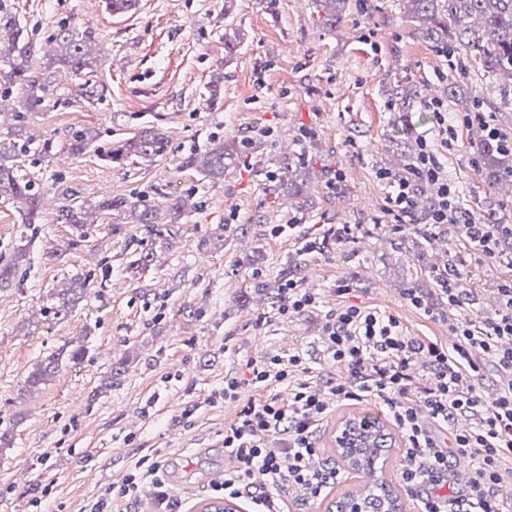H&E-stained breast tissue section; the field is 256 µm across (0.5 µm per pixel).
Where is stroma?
<instances>
[{
  "instance_id": "stroma-1",
  "label": "stroma",
  "mask_w": 512,
  "mask_h": 512,
  "mask_svg": "<svg viewBox=\"0 0 512 512\" xmlns=\"http://www.w3.org/2000/svg\"><path fill=\"white\" fill-rule=\"evenodd\" d=\"M4 2L37 39L33 75L57 53L50 37L64 22L88 37L107 92L101 101L81 98L82 77L64 74L30 121L31 134L50 140L53 151L22 167L48 202L30 264L20 267L18 286L0 292V429L12 428L14 436L0 452V512H85L146 455L164 466L183 512H198L218 497L208 478L224 471V426L236 417L223 403H209L210 393L265 353L300 350L314 373H329L320 330L338 286L348 287L350 302L394 315L407 335L442 343L461 314H498V287L512 278V266L470 253L462 225L432 229L436 242L420 254L401 247L388 228L380 175L413 154L419 136L433 134V115L421 100L451 83L476 88L479 111L512 138V104H504L499 82L465 54L444 55L441 45L415 35L403 0H376L371 12L347 0L333 32L317 0H135L121 14L107 0ZM228 26L244 34L229 60ZM401 80L417 90L406 108L388 93ZM152 126L168 146L150 163L116 166L68 151L77 131L91 132L100 146ZM477 131L458 127L441 161L462 209L512 224V190L488 188L479 171ZM259 133L263 147L248 153L246 166L226 168L223 179H205L185 164L210 142L240 147ZM287 153L312 172L309 210H295L277 188ZM337 172L342 179L329 188ZM58 180L92 204L156 188L191 193L197 208L181 219L173 247L134 279L124 269L123 237L108 228L111 216L83 237L63 222ZM243 196L251 200L246 211L238 208ZM281 224L286 232H278ZM339 224L356 227L342 248L331 232ZM312 243L318 249L296 281L319 293L321 306L277 317L284 258ZM54 248L63 249L61 259L49 258ZM461 262L471 271L462 306L442 297L427 315L411 305L417 279ZM77 278L95 285L97 295L34 328L46 294ZM257 280L268 292L256 291ZM78 345L87 349L82 362L62 364L39 390L25 391L38 362ZM121 359L120 386L104 388ZM347 413L383 415L373 402L340 406L322 430V458L339 472L336 496L360 483L335 450L338 418Z\"/></svg>"
}]
</instances>
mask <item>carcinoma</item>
Here are the masks:
<instances>
[{
    "instance_id": "1",
    "label": "carcinoma",
    "mask_w": 512,
    "mask_h": 512,
    "mask_svg": "<svg viewBox=\"0 0 512 512\" xmlns=\"http://www.w3.org/2000/svg\"><path fill=\"white\" fill-rule=\"evenodd\" d=\"M346 0H321L326 12L325 23L336 27L342 18V10L336 5ZM407 13L417 22V34L435 41L448 53L462 51L478 62L482 70L498 78L512 77V0H405ZM61 54L54 56V64L45 70L62 69L84 76L81 96L86 99H102L107 87L98 81V58L89 52L87 37L77 28L63 25L54 36ZM34 39L28 29L0 2V97L15 95L18 109L13 113L18 121L12 131L10 145L0 149V197L19 200L26 206L23 229L20 232L22 245L13 250L7 260L0 258V292L10 288L20 266L27 255L28 245L24 241L39 233L41 193L31 181L19 176L21 164L33 151L45 156L52 150L49 141L37 140L25 131L29 117L36 106L44 100L50 82L31 75L34 56ZM167 136L159 128L150 127L138 131L131 137L111 143L100 159L111 164L123 165L134 159L150 162L162 155L167 147ZM480 156L488 185L494 187L512 176V149L482 137L478 140ZM236 160V150L218 142L193 153L186 164L198 167L212 179L224 178V170ZM64 206V219L77 230L89 224L90 207L79 199L72 188L60 190ZM98 211L118 217L128 213L134 223L142 225L146 234L154 239L151 246L131 236L127 241L126 269L134 275L145 273L158 259V249L169 247L179 232V220L192 210L195 203L188 195L169 196L160 206L150 194L137 193L130 198L114 197L97 205ZM91 284L86 280H75L70 287L48 295L42 314L47 320L67 316L71 307L87 297ZM86 349L80 345L64 348L45 357L26 380L28 390H36L46 382L64 363H78L84 359ZM346 440L338 447L340 457L355 473L366 481L363 493L357 497H342L332 500L326 512H344L346 504L357 502L361 512H404L398 490L378 475L379 467L373 461L392 447L395 437L388 427L376 417L363 416L348 419L342 426Z\"/></svg>"
}]
</instances>
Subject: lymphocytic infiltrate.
<instances>
[{
	"label": "lymphocytic infiltrate",
	"instance_id": "lymphocytic-infiltrate-1",
	"mask_svg": "<svg viewBox=\"0 0 512 512\" xmlns=\"http://www.w3.org/2000/svg\"><path fill=\"white\" fill-rule=\"evenodd\" d=\"M386 211L391 229L463 224L479 259L496 262L512 241L511 224L464 220L459 191L443 172L430 140L419 138L407 171L387 175ZM434 187V204L422 209L421 183ZM501 310L482 321L458 319L444 345L405 335L393 315L345 301L329 310L322 326L325 352L335 375L311 380L302 352L273 354L247 362L243 373L226 377L217 398L235 401L238 412L224 427L229 464L215 491L230 498L249 496L253 512H301L293 489L317 500L336 478L333 468H316L320 432L337 406L373 400L383 405L402 433L406 448L399 477L416 497L418 512H512L500 489L506 459H512V279L498 288ZM429 362L418 379L414 362ZM493 363L499 385L493 397L483 390V369ZM452 426L450 440L440 431ZM464 466V490L448 498L444 489ZM151 492L157 512H176L159 462L137 461L124 483L101 495L89 512H117L120 502L140 501Z\"/></svg>",
	"mask_w": 512,
	"mask_h": 512
}]
</instances>
